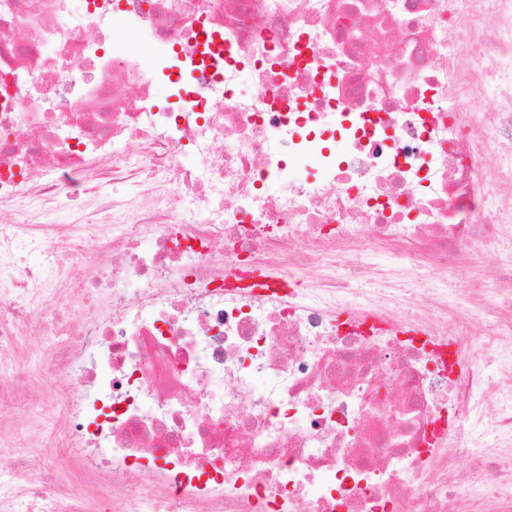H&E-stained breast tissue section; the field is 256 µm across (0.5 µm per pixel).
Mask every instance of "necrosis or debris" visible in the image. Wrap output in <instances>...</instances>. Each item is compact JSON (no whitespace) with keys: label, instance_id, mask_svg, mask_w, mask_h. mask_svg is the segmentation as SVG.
I'll use <instances>...</instances> for the list:
<instances>
[{"label":"necrosis or debris","instance_id":"4bbe7bcc","mask_svg":"<svg viewBox=\"0 0 512 512\" xmlns=\"http://www.w3.org/2000/svg\"><path fill=\"white\" fill-rule=\"evenodd\" d=\"M80 194L93 216L50 221ZM2 211L0 419L39 327L68 381L41 447L113 512H459L473 471L512 486L470 432L512 440V0H0ZM378 256L406 308L363 288ZM22 496L89 512L19 458L0 512Z\"/></svg>","mask_w":512,"mask_h":512}]
</instances>
